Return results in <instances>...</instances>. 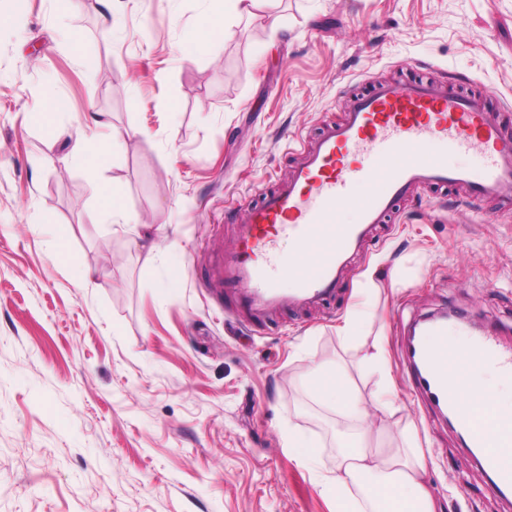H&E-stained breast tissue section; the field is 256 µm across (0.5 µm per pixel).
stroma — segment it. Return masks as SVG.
Segmentation results:
<instances>
[{"instance_id":"1","label":"stroma","mask_w":512,"mask_h":512,"mask_svg":"<svg viewBox=\"0 0 512 512\" xmlns=\"http://www.w3.org/2000/svg\"><path fill=\"white\" fill-rule=\"evenodd\" d=\"M213 8L0 0V512H336L351 425L313 395L319 364L348 370L374 439L414 423L435 512H512L404 361L410 326L442 311L512 336V213L420 190L332 305L285 306L261 328L204 285L208 244L341 119L347 92L441 76L496 93L512 130V0H277L197 46ZM81 136L98 168L75 154ZM143 218L155 249L129 230ZM353 311L357 337L338 336ZM379 338L394 418L362 363Z\"/></svg>"}]
</instances>
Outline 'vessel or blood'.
<instances>
[{"mask_svg":"<svg viewBox=\"0 0 512 512\" xmlns=\"http://www.w3.org/2000/svg\"><path fill=\"white\" fill-rule=\"evenodd\" d=\"M436 144L435 153L424 148ZM480 156V164L452 167L449 152ZM299 162L285 182L248 209L231 244L216 240L206 284L216 297L227 296L235 309L260 321L283 304L321 305L335 297L339 279L363 253L378 225L387 223L398 203L413 190L456 185L472 201L493 200L512 212V134L488 112L480 97L462 95L447 80L411 84L382 83L354 97L341 122L326 124L314 140L303 141ZM368 194H361V187ZM357 207L353 224L336 221L337 203ZM291 237L301 252L282 259L278 241ZM289 290H282V281ZM471 333L469 347L443 343L448 324L432 322V345L414 341L405 362L414 384L431 405L449 412L465 433L467 445L481 449V461L496 491H512V436L501 430L505 415L484 423L485 391L469 377L490 365L512 378V344L485 330L459 323Z\"/></svg>","mask_w":512,"mask_h":512,"instance_id":"1","label":"vessel or blood"}]
</instances>
